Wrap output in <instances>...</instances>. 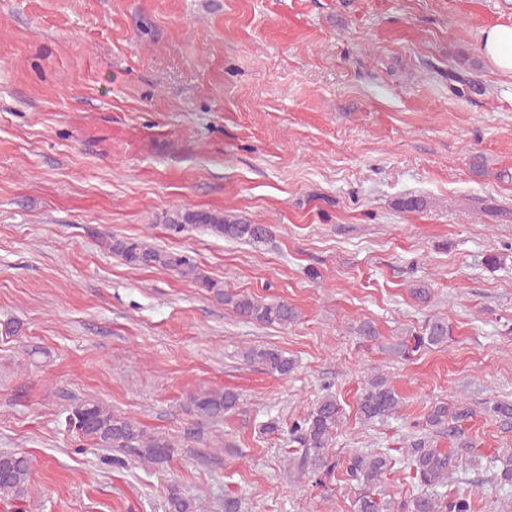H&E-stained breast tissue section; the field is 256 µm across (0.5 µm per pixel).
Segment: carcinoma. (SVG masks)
I'll use <instances>...</instances> for the list:
<instances>
[{
	"label": "carcinoma",
	"instance_id": "obj_1",
	"mask_svg": "<svg viewBox=\"0 0 512 512\" xmlns=\"http://www.w3.org/2000/svg\"><path fill=\"white\" fill-rule=\"evenodd\" d=\"M188 224H206L211 230L229 241H243L252 245L266 243L271 230L266 224H247L210 212H186L172 220L169 228L181 231ZM106 249L131 265H147L172 270L181 275L195 276L199 286L214 294L221 303L231 307L242 318L262 324L288 326L296 321L298 312L285 301L262 302L250 294L232 292L216 281L195 274L189 259L169 252L149 249L132 240L110 239L103 241ZM451 327L442 319H430L418 332L411 333L412 342L400 343L395 353L410 357L421 349L443 347L448 344ZM249 361H257L271 372L286 376L294 370V361L284 352L271 348L252 347L245 353ZM240 395L236 391L208 390L193 397L196 414L207 421H220L239 406ZM401 400L388 380L377 377L368 381L358 397V410L366 421L389 417L398 412ZM491 416L512 422V400H499L488 408ZM474 415L473 409L461 402L448 407L446 403L431 406L421 426L426 431L442 434L454 442L455 449L448 452L434 445L424 436L410 442L406 459L412 478L421 492L399 503L396 512H474L476 498L484 496L480 489L468 492L441 494L438 488L447 485L453 474L459 454L473 448L465 437L464 422ZM343 408L333 395L322 397L307 417L294 423L289 434L299 435L307 450L313 471L323 475L335 473L337 464L329 462L324 450L332 445L342 425ZM66 424L79 438L102 448L132 451L143 463L162 464L173 454L172 444L164 437L150 436L137 421L112 413L94 400H82L71 405ZM495 479L500 487L512 488V448L503 449L496 458ZM392 457L373 449L356 448L342 461L343 472L348 480L356 483L357 496L354 512H390V506L382 501L378 486L382 476L391 469ZM32 460L25 452L0 453V499L18 500L28 497L31 490ZM168 512H194L193 502L177 487L169 490Z\"/></svg>",
	"mask_w": 512,
	"mask_h": 512
}]
</instances>
